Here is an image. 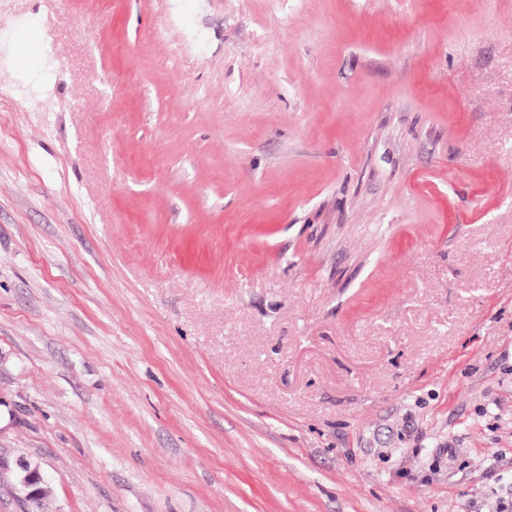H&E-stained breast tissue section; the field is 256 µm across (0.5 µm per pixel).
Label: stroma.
<instances>
[{
    "instance_id": "obj_1",
    "label": "stroma",
    "mask_w": 512,
    "mask_h": 512,
    "mask_svg": "<svg viewBox=\"0 0 512 512\" xmlns=\"http://www.w3.org/2000/svg\"><path fill=\"white\" fill-rule=\"evenodd\" d=\"M0 33V512L22 458L45 512L512 493V0H0Z\"/></svg>"
}]
</instances>
